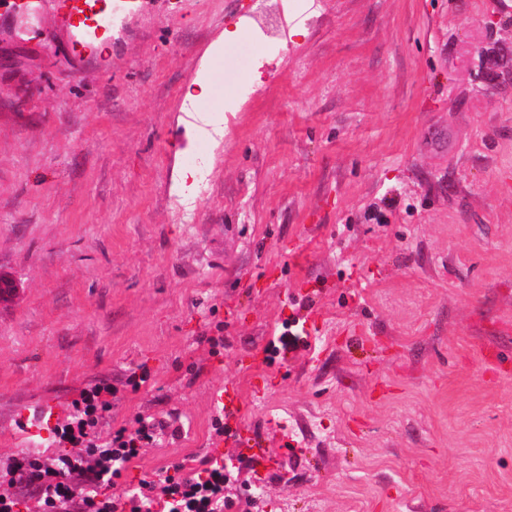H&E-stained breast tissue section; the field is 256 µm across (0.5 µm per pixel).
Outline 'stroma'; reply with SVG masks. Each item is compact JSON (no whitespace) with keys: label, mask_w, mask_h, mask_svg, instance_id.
Wrapping results in <instances>:
<instances>
[{"label":"stroma","mask_w":512,"mask_h":512,"mask_svg":"<svg viewBox=\"0 0 512 512\" xmlns=\"http://www.w3.org/2000/svg\"><path fill=\"white\" fill-rule=\"evenodd\" d=\"M58 2L0 0V482L109 386L97 444L166 424L116 512L178 463L229 512H512V0H122L81 60ZM214 411L221 414L241 412V400L238 391L233 387H225L224 390L215 391L211 398Z\"/></svg>","instance_id":"obj_1"}]
</instances>
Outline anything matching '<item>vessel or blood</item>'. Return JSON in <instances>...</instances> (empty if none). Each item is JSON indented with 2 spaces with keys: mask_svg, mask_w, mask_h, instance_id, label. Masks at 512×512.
<instances>
[{
  "mask_svg": "<svg viewBox=\"0 0 512 512\" xmlns=\"http://www.w3.org/2000/svg\"><path fill=\"white\" fill-rule=\"evenodd\" d=\"M111 12L112 0H60L57 23L72 36V56L81 58L88 55L92 37L98 36L102 29V18ZM211 404L214 411L224 415L241 410L239 393L232 387L215 391Z\"/></svg>",
  "mask_w": 512,
  "mask_h": 512,
  "instance_id": "b4317fda",
  "label": "vessel or blood"
}]
</instances>
